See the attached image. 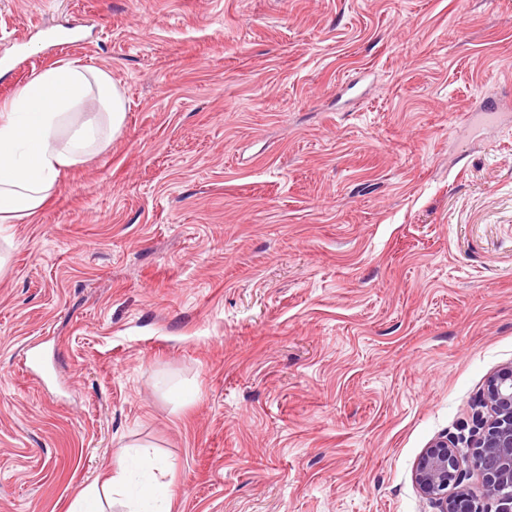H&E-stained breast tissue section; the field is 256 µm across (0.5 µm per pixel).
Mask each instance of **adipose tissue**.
I'll return each mask as SVG.
<instances>
[{
    "label": "adipose tissue",
    "instance_id": "1",
    "mask_svg": "<svg viewBox=\"0 0 512 512\" xmlns=\"http://www.w3.org/2000/svg\"><path fill=\"white\" fill-rule=\"evenodd\" d=\"M127 103L106 71L66 63L48 67L0 109V224L37 214L63 168L82 162L121 131ZM126 474L91 484L69 512H107L125 496Z\"/></svg>",
    "mask_w": 512,
    "mask_h": 512
}]
</instances>
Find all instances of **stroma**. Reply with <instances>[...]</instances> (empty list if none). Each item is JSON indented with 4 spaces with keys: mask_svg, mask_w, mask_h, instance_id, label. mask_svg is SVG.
Returning <instances> with one entry per match:
<instances>
[{
    "mask_svg": "<svg viewBox=\"0 0 512 512\" xmlns=\"http://www.w3.org/2000/svg\"><path fill=\"white\" fill-rule=\"evenodd\" d=\"M0 58L128 102L0 226V512L144 449L171 512H436L512 363V0H0ZM455 448L448 436L432 442L417 461L415 484L435 503L438 512H491L463 486L466 475ZM448 488L455 490L448 495Z\"/></svg>",
    "mask_w": 512,
    "mask_h": 512,
    "instance_id": "stroma-1",
    "label": "stroma"
}]
</instances>
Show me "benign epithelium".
Wrapping results in <instances>:
<instances>
[{
	"instance_id": "1",
	"label": "benign epithelium",
	"mask_w": 512,
	"mask_h": 512,
	"mask_svg": "<svg viewBox=\"0 0 512 512\" xmlns=\"http://www.w3.org/2000/svg\"><path fill=\"white\" fill-rule=\"evenodd\" d=\"M481 416L472 435L470 463L482 478L484 499L494 512H512V363L498 369L487 382ZM455 445L448 437L431 443L419 457L414 482L438 507V512H485V505L464 486Z\"/></svg>"
}]
</instances>
